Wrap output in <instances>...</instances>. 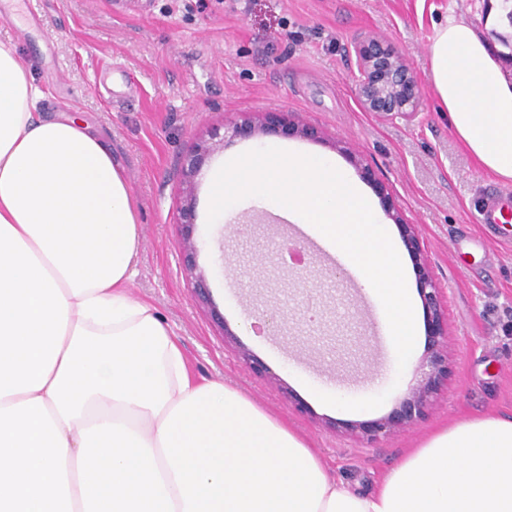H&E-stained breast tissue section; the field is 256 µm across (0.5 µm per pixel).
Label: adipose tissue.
Returning <instances> with one entry per match:
<instances>
[{
	"label": "adipose tissue",
	"instance_id": "1",
	"mask_svg": "<svg viewBox=\"0 0 512 512\" xmlns=\"http://www.w3.org/2000/svg\"><path fill=\"white\" fill-rule=\"evenodd\" d=\"M448 127L512 181V82L463 20L436 28ZM0 43V512H512V417L427 436L370 493L218 380L199 382L128 291L142 240L127 179Z\"/></svg>",
	"mask_w": 512,
	"mask_h": 512
}]
</instances>
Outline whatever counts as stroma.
Returning a JSON list of instances; mask_svg holds the SVG:
<instances>
[{"label": "stroma", "instance_id": "obj_1", "mask_svg": "<svg viewBox=\"0 0 512 512\" xmlns=\"http://www.w3.org/2000/svg\"><path fill=\"white\" fill-rule=\"evenodd\" d=\"M486 15V0H210L203 11L196 0H33L32 13L0 20V42L16 46L45 90L39 117L80 113L124 169L143 226L132 297L157 308L197 377L241 389L362 491L428 433L481 413L512 415V223L471 220L487 191L512 194V182L477 165L429 83L435 26L463 19L486 39ZM374 36L402 52L423 91L414 117L361 104L355 47ZM251 112L289 113L322 137L229 139L208 157L193 180L202 304L178 222L182 160L212 128ZM284 142L335 158L354 178L361 159L417 229L447 317L448 378L409 429L371 438L350 427L393 411L419 376L424 344L398 369L355 277L307 235L280 234L255 199L243 200L236 225L206 224L211 168L240 147ZM287 246L304 251V270L283 264ZM274 309L281 317L272 322ZM248 320L258 326L251 336L240 330ZM321 391L387 399L347 412L323 404Z\"/></svg>", "mask_w": 512, "mask_h": 512}]
</instances>
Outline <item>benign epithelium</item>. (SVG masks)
Returning <instances> with one entry per match:
<instances>
[{
    "mask_svg": "<svg viewBox=\"0 0 512 512\" xmlns=\"http://www.w3.org/2000/svg\"><path fill=\"white\" fill-rule=\"evenodd\" d=\"M358 62V94L363 107L369 112L382 115L414 116L420 108L422 91L407 65L403 55L394 47L378 38H368L355 47ZM297 135L315 140L321 131L313 126L293 121L286 112H259L232 125L231 136L248 139L258 135ZM225 134L215 128L209 140L192 149L183 167L187 183L200 170L205 158L218 146L224 145ZM363 179L372 183L392 217L401 230L408 251L418 258L419 294L426 312V345L423 373L410 388L399 406L388 416L378 420L354 424L353 431L377 437L404 430L424 414L437 394L443 381L448 379V336L445 331L443 302L440 289L422 259L421 242L415 225L405 224L394 214L386 187L377 181L368 165L354 160ZM192 201L182 207V225L185 229V251L188 268H194V245L191 240L193 222Z\"/></svg>",
    "mask_w": 512,
    "mask_h": 512,
    "instance_id": "obj_1",
    "label": "benign epithelium"
}]
</instances>
